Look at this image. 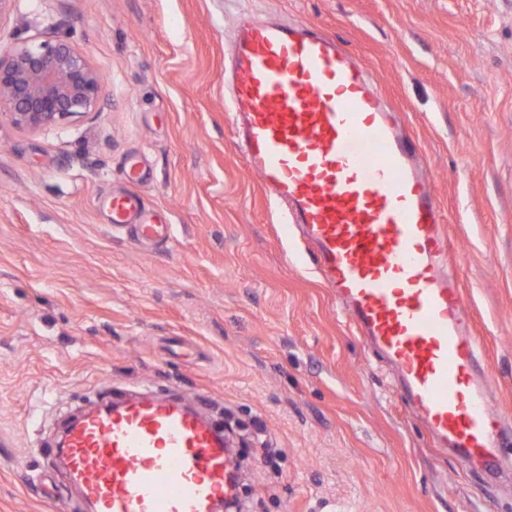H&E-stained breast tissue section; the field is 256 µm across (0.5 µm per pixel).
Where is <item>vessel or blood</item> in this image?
I'll return each mask as SVG.
<instances>
[{"label":"vessel or blood","mask_w":512,"mask_h":512,"mask_svg":"<svg viewBox=\"0 0 512 512\" xmlns=\"http://www.w3.org/2000/svg\"><path fill=\"white\" fill-rule=\"evenodd\" d=\"M224 75L245 159L301 226L312 263L366 341L395 367L407 407L437 448L488 482L512 472L479 369L480 340L444 271L448 240L431 170L401 117L343 44L290 20L241 14ZM114 229L142 242L171 227L113 194ZM56 453L80 494L65 512H223L238 461L221 425L144 390L101 398L66 421Z\"/></svg>","instance_id":"vessel-or-blood-1"}]
</instances>
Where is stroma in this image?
Returning <instances> with one entry per match:
<instances>
[{
  "label": "stroma",
  "mask_w": 512,
  "mask_h": 512,
  "mask_svg": "<svg viewBox=\"0 0 512 512\" xmlns=\"http://www.w3.org/2000/svg\"><path fill=\"white\" fill-rule=\"evenodd\" d=\"M244 11L337 37L401 112L512 418V0H15L0 49L66 37L103 91L60 127L0 121V512H62L43 444L111 384L239 420L251 512H512L435 451L243 157L224 70ZM122 191L167 242L113 231Z\"/></svg>",
  "instance_id": "obj_1"
}]
</instances>
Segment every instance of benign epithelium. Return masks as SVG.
<instances>
[{
  "mask_svg": "<svg viewBox=\"0 0 512 512\" xmlns=\"http://www.w3.org/2000/svg\"><path fill=\"white\" fill-rule=\"evenodd\" d=\"M101 74L70 41L24 40L0 50V118L36 132L95 110Z\"/></svg>",
  "mask_w": 512,
  "mask_h": 512,
  "instance_id": "benign-epithelium-1",
  "label": "benign epithelium"
}]
</instances>
